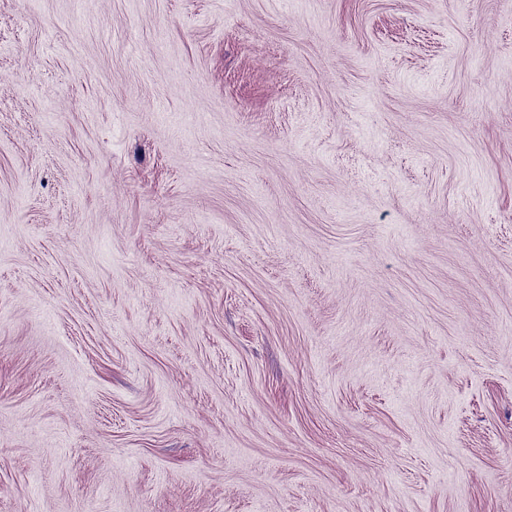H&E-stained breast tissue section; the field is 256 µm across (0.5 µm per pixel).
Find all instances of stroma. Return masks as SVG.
<instances>
[{
	"label": "stroma",
	"mask_w": 512,
	"mask_h": 512,
	"mask_svg": "<svg viewBox=\"0 0 512 512\" xmlns=\"http://www.w3.org/2000/svg\"><path fill=\"white\" fill-rule=\"evenodd\" d=\"M0 512H512V0H0Z\"/></svg>",
	"instance_id": "1"
}]
</instances>
